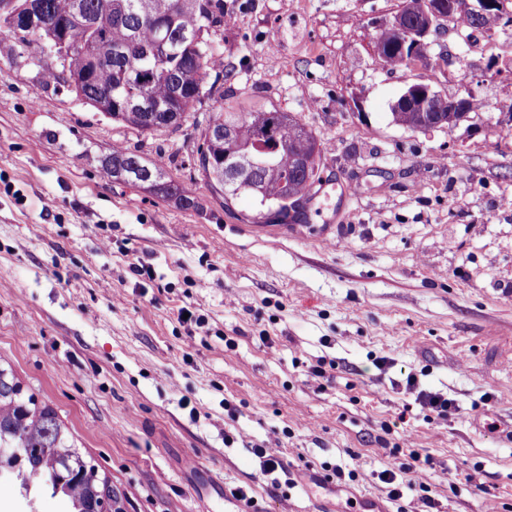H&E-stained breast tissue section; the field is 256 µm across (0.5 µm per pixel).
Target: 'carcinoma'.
Wrapping results in <instances>:
<instances>
[{"label": "carcinoma", "instance_id": "cac0c4a2", "mask_svg": "<svg viewBox=\"0 0 512 512\" xmlns=\"http://www.w3.org/2000/svg\"><path fill=\"white\" fill-rule=\"evenodd\" d=\"M42 27L36 38L10 30L8 49L20 54L42 44L112 45V58L96 60L78 51L66 53L59 68L45 69V83L81 93L83 103L103 116L141 132L180 129L191 110L212 95L226 78L216 37L224 29V0H39ZM452 19L473 31L491 32L512 25V0H495L475 18L461 8L464 0H442ZM425 0H402L391 26L382 30L374 51L390 65L421 61L425 49L401 47V28H412ZM144 97L160 112L124 105ZM395 124L427 130L454 128L462 115L448 112V96L437 93L425 108H392ZM273 135L266 136V130ZM322 144L292 112L258 108L241 118L219 104L209 113L197 147L199 169L210 187L226 198L251 197L256 222L275 211L283 220L321 182ZM103 176L132 185L165 202L198 205L190 185L167 176L160 162L122 146L100 161ZM57 412L38 400L10 365L0 363V471H8L28 492L43 483L65 497L71 512H96L116 500L112 482L98 475L70 440Z\"/></svg>", "mask_w": 512, "mask_h": 512}]
</instances>
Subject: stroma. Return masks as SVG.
I'll return each instance as SVG.
<instances>
[{"mask_svg":"<svg viewBox=\"0 0 512 512\" xmlns=\"http://www.w3.org/2000/svg\"><path fill=\"white\" fill-rule=\"evenodd\" d=\"M225 2V111L300 116L337 196L306 222L254 224L253 199L225 200L194 164L213 99L144 134L45 84L38 50L1 54L0 359L123 512H227L228 488L317 512L302 479L335 467L334 512H401L379 478L395 448L433 458L417 512H512V71L490 65L512 30L467 45L449 23L427 63L389 66L373 43L399 0ZM414 83L492 109L409 130L390 106ZM116 145L162 160L199 208L104 177ZM410 375L447 395V420ZM255 444L280 468L264 473ZM31 507L64 512L0 475V512ZM406 389L410 393H417L416 401L421 407L434 414V418L438 420H447L451 405L448 398L440 393H426L422 390L417 391V380L414 376H407Z\"/></svg>","mask_w":512,"mask_h":512,"instance_id":"1","label":"stroma"}]
</instances>
